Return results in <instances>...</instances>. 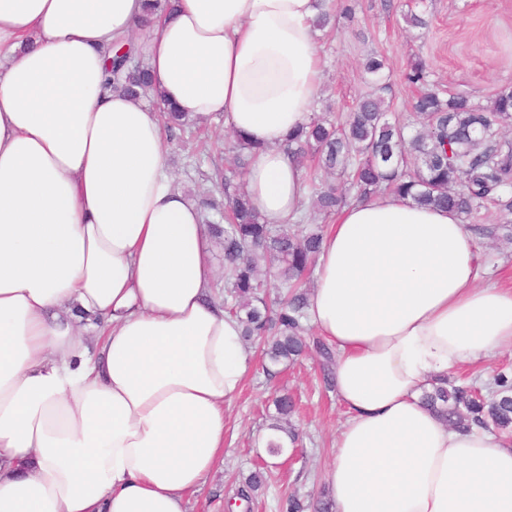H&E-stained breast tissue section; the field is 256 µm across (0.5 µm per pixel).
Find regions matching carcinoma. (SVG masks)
<instances>
[{"instance_id": "cac0c4a2", "label": "carcinoma", "mask_w": 512, "mask_h": 512, "mask_svg": "<svg viewBox=\"0 0 512 512\" xmlns=\"http://www.w3.org/2000/svg\"><path fill=\"white\" fill-rule=\"evenodd\" d=\"M364 71L375 89L360 99L345 118L331 113L312 114L309 124L288 135V155L300 169L324 170L334 181L310 183L311 205L326 217L355 201L384 192L409 196L420 206L452 210L478 233L496 238L506 231L512 239V140L502 130L512 126V87L500 89L488 106L473 103L463 94L444 99L428 86L426 63L411 62L406 83L420 87L415 98L414 123L408 126L390 117L383 91L384 63L369 55ZM112 87L136 99H156L157 82L134 47L110 58ZM170 139H180L194 123L179 112L163 113ZM235 138V169H214L211 181L224 195V223L205 221L224 256V287L231 304L225 311L242 326L243 339L263 345L269 363L277 366L297 360L314 349L329 382L335 362L333 350L306 336V280L321 248V224L264 223L236 180L247 169L257 146ZM494 210L500 222L488 227L477 222L481 210ZM272 278L281 294L270 300L262 294ZM424 403L453 427L474 422L490 431L512 436V380L501 376L497 389L486 398L465 386H437L423 395ZM276 415L268 429L297 443L300 433L292 424L295 404L288 395L275 400ZM267 475L258 470L238 490V497L253 501L266 487Z\"/></svg>"}]
</instances>
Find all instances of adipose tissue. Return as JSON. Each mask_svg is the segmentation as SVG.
<instances>
[{
  "mask_svg": "<svg viewBox=\"0 0 512 512\" xmlns=\"http://www.w3.org/2000/svg\"><path fill=\"white\" fill-rule=\"evenodd\" d=\"M319 7L0 0V512H187L223 462L250 357L161 114L224 117L259 147L254 209L298 215L284 144L321 89ZM136 31L154 105L107 84L105 50ZM478 273L469 226L407 196L325 228L306 320L346 416L325 476L336 512H512V443L420 401L512 345V288Z\"/></svg>",
  "mask_w": 512,
  "mask_h": 512,
  "instance_id": "obj_1",
  "label": "adipose tissue"
}]
</instances>
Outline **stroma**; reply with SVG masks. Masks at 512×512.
Instances as JSON below:
<instances>
[{"mask_svg": "<svg viewBox=\"0 0 512 512\" xmlns=\"http://www.w3.org/2000/svg\"><path fill=\"white\" fill-rule=\"evenodd\" d=\"M352 4L353 22L337 19L334 29L319 38L323 76L312 111H347L370 91L360 66L368 53L386 61L391 80L384 96L397 117L412 111L417 90L404 82L402 74L417 57L426 61L430 83L484 106L497 90L512 85V0H423L420 6L429 21L424 30L407 27L404 21L414 0H352ZM231 138L229 126L219 117L200 121L183 142L167 141L176 186L196 192L202 181L200 171L209 160L230 168L233 154L227 145ZM475 242L481 282L512 286V242L481 236ZM248 350L252 372L225 412L224 461L191 497L188 512H226L227 500L244 478L265 466L271 483L253 512H279L281 498L291 493L304 500L331 499L325 471L343 415L323 381L319 356L309 354L270 376L257 346L249 345ZM501 372L512 375V347L474 367L449 371L448 378L485 392ZM285 392L297 402L292 422L302 431L303 441L296 452H284L271 467L257 452L256 442L274 411L275 396Z\"/></svg>", "mask_w": 512, "mask_h": 512, "instance_id": "obj_1", "label": "stroma"}]
</instances>
